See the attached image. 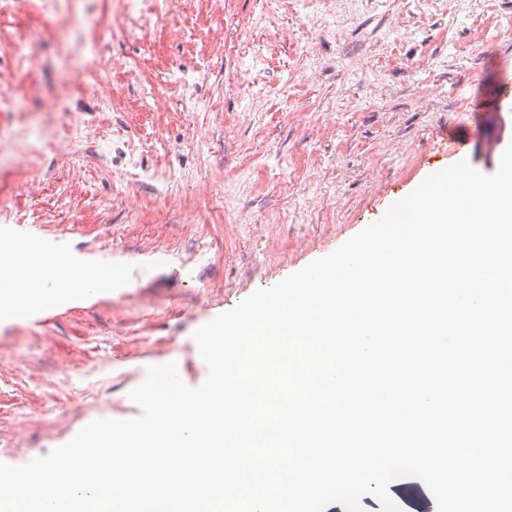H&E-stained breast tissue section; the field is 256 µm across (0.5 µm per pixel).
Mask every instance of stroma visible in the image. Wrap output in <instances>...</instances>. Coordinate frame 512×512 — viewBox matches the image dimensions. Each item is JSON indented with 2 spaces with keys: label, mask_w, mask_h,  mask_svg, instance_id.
Masks as SVG:
<instances>
[{
  "label": "stroma",
  "mask_w": 512,
  "mask_h": 512,
  "mask_svg": "<svg viewBox=\"0 0 512 512\" xmlns=\"http://www.w3.org/2000/svg\"><path fill=\"white\" fill-rule=\"evenodd\" d=\"M454 2L417 24L406 0H392L315 34L313 13L295 0H183L177 18L165 0H142L153 30L103 44L108 84L67 106L84 137L32 124L0 194L13 221L42 228L41 239L0 246L114 274L111 293L56 318L0 319V462L45 456L100 417L139 416L128 393L147 367L176 358L182 381L202 385L197 329L332 253L429 172L462 158L497 170L512 143V98L488 93L512 86V37L498 35L512 25V0H471L466 17ZM397 19L417 30L387 58L379 30ZM119 21L117 0L18 12L17 25L47 33L19 111L42 110L72 55L88 56L91 25ZM481 41L487 50L470 54ZM420 55L424 68L411 67ZM185 75L201 103L194 112L172 90ZM449 137L460 154L447 153ZM136 164L155 180L136 178ZM286 177L296 190L270 192Z\"/></svg>",
  "instance_id": "stroma-1"
}]
</instances>
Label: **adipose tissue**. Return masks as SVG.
I'll return each instance as SVG.
<instances>
[{
  "mask_svg": "<svg viewBox=\"0 0 512 512\" xmlns=\"http://www.w3.org/2000/svg\"><path fill=\"white\" fill-rule=\"evenodd\" d=\"M111 285V269L72 266L49 254L28 255L14 275L0 279V318L55 306L68 290L101 293Z\"/></svg>",
  "mask_w": 512,
  "mask_h": 512,
  "instance_id": "1",
  "label": "adipose tissue"
}]
</instances>
